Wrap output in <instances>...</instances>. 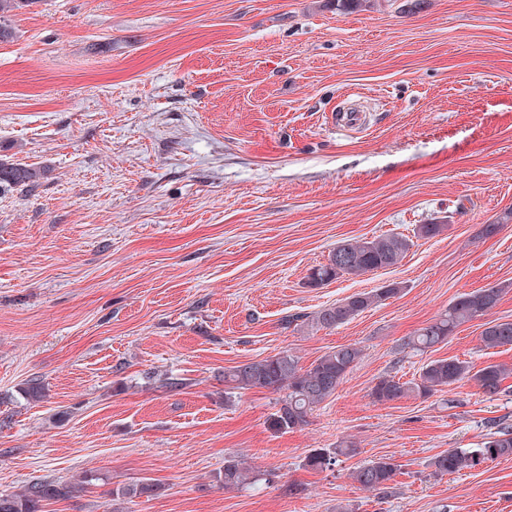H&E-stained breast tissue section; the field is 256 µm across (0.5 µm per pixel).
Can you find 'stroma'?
I'll return each mask as SVG.
<instances>
[{
    "label": "stroma",
    "instance_id": "35a3bbf8",
    "mask_svg": "<svg viewBox=\"0 0 512 512\" xmlns=\"http://www.w3.org/2000/svg\"><path fill=\"white\" fill-rule=\"evenodd\" d=\"M12 25L0 155L41 177L0 195V492L88 474L45 512H512V456L429 465L512 427V378L370 396L437 358L512 365L479 319L404 346L481 288L504 287L491 316L512 319V0H35ZM351 107L365 125L333 126ZM388 234L413 241L398 266L307 286L338 242ZM392 282L340 327L300 320ZM345 344L358 363L293 431L267 426L278 394L224 386L239 363ZM315 448L335 464L306 469ZM382 456L394 479L359 490ZM228 459L251 483L221 486ZM146 479L156 495L122 496ZM398 465L390 458H378L358 467L351 477L366 491L383 490L397 474Z\"/></svg>",
    "mask_w": 512,
    "mask_h": 512
}]
</instances>
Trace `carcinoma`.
Returning <instances> with one entry per match:
<instances>
[{
    "instance_id": "1",
    "label": "carcinoma",
    "mask_w": 512,
    "mask_h": 512,
    "mask_svg": "<svg viewBox=\"0 0 512 512\" xmlns=\"http://www.w3.org/2000/svg\"><path fill=\"white\" fill-rule=\"evenodd\" d=\"M34 0H0V41L15 36L12 12L28 7ZM41 172L0 155V194L16 187H32ZM411 247V240L391 235L372 241L346 240L329 254L327 262L310 269L307 286L320 288L346 276H358L397 266ZM400 291L389 284L368 293L351 295L306 316L310 326L317 329L338 327L353 320L372 306H377ZM503 289L496 286L464 293L448 305V310L407 338L405 346L426 352L448 343V338L462 324L481 319L491 313L501 300ZM480 340L486 348L512 345V320L494 319L484 323ZM361 356L354 344L341 345L320 356L308 367L299 366L298 359L284 351L277 355L252 360L224 371V383L235 390L286 391L280 407L267 420L268 428L285 433L308 424L314 407L331 397ZM512 376V366L490 363L478 370L457 357L440 358L422 366L417 378L400 382L391 376L378 379L371 397L379 403L402 399L411 394L428 397L444 387L462 382L473 383L482 393L492 396L501 390L503 382ZM512 456V430L503 427L491 434L477 448H450L431 462L436 475L458 474L474 469L487 461ZM331 452L313 449L305 457V466L323 470L331 465ZM398 465L389 458H378L358 467L351 477L366 491L383 490L397 474ZM249 473L238 460L224 464L221 484L232 489L245 484ZM73 485H62L37 479L23 491L0 493V512H43V503L73 496Z\"/></svg>"
}]
</instances>
